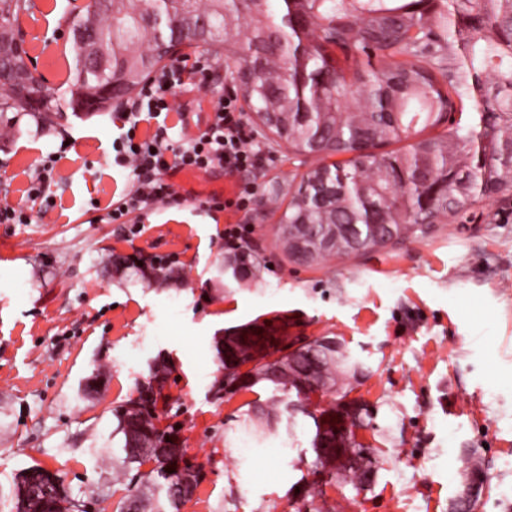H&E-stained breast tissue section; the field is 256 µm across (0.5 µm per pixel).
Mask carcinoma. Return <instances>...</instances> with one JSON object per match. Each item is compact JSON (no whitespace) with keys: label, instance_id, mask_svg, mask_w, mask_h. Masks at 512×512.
<instances>
[{"label":"carcinoma","instance_id":"obj_1","mask_svg":"<svg viewBox=\"0 0 512 512\" xmlns=\"http://www.w3.org/2000/svg\"><path fill=\"white\" fill-rule=\"evenodd\" d=\"M25 0H0V27L13 34L12 21ZM181 0L169 13L155 0H103L86 11L73 29L74 69L70 83L87 86L116 83L136 92L146 69L163 63L168 49L182 42L183 23L202 20L204 43L216 56L234 58L251 71L249 106L260 125L297 155L317 163L295 185H288V206L276 234L287 260L291 247L282 225L301 222L316 235L336 228V242L314 249L310 265L331 257H360L428 236L439 219L480 199L512 187V0ZM307 19L304 36L290 20ZM359 49L367 66L346 80L331 44ZM29 54L16 55L11 42H0V68L29 67ZM0 113H34L53 124L62 113L97 115L101 110L81 97H49L27 107L16 102V84L0 82ZM483 105L478 121L466 132L422 136L450 120L455 100ZM410 137L405 152L378 149ZM343 163L327 164L333 155ZM336 189L328 203L318 195ZM244 266L238 282L256 269L246 251L234 258ZM312 339L304 353L284 362L279 379L254 374L270 390L268 412L308 415L311 398L299 397L298 385L316 377L350 392L356 363L340 347L344 339ZM263 339L238 335L217 347L222 366L248 357ZM125 462L150 466L139 496L121 502L117 512H155V495L164 493L166 512H180L192 498L180 487L176 471L184 459L172 443L176 430L161 427L158 412L140 401L113 413ZM69 496H45L34 490L23 512H70Z\"/></svg>","mask_w":512,"mask_h":512}]
</instances>
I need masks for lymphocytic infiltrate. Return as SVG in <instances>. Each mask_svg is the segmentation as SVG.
<instances>
[{
	"label": "lymphocytic infiltrate",
	"mask_w": 512,
	"mask_h": 512,
	"mask_svg": "<svg viewBox=\"0 0 512 512\" xmlns=\"http://www.w3.org/2000/svg\"><path fill=\"white\" fill-rule=\"evenodd\" d=\"M208 58L174 60L142 86L137 98L119 119L124 126L112 141L113 161L128 172L129 189L104 217L108 224H140L156 209L182 206L183 197L167 182L181 170L224 171L232 175L258 171L269 161L262 141L248 131L236 97L219 99L203 129L190 137L172 140L161 116L177 111L175 90L188 89L194 76L209 69ZM155 119L153 135L137 138L141 122Z\"/></svg>",
	"instance_id": "lymphocytic-infiltrate-1"
}]
</instances>
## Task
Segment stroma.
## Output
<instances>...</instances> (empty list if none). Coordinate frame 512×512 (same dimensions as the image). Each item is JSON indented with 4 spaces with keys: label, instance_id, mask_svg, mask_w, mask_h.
Segmentation results:
<instances>
[{
    "label": "stroma",
    "instance_id": "stroma-1",
    "mask_svg": "<svg viewBox=\"0 0 512 512\" xmlns=\"http://www.w3.org/2000/svg\"><path fill=\"white\" fill-rule=\"evenodd\" d=\"M89 0H27L15 23L44 86L69 97L74 20ZM213 59L205 83L177 92L190 122L237 93L232 60ZM117 113L66 114L39 127L30 112L0 115V197L31 210L30 177L67 144L48 188L54 204L28 224H0V512H12L14 476L31 466L59 478L89 512H116L141 484L113 439V411L169 362L160 408L185 458L204 478L181 512H454L475 457L483 487L474 512H512V189L448 216L436 231L364 259L288 263L273 228L285 208L278 186L304 166L262 140L274 157L259 172L211 173L232 192L257 186L249 212L212 215L193 202L159 209L140 233L101 221L128 186L112 164ZM250 223L259 271L225 277L224 227ZM172 255L168 283L135 261ZM288 318L292 336L343 337L365 364L354 396L372 409L356 441L378 460L371 485L314 481L310 418L272 424L250 404L262 387L217 400L218 336L256 318ZM102 373L96 399L87 377ZM310 485L308 506L294 493Z\"/></svg>",
    "mask_w": 512,
    "mask_h": 512
}]
</instances>
